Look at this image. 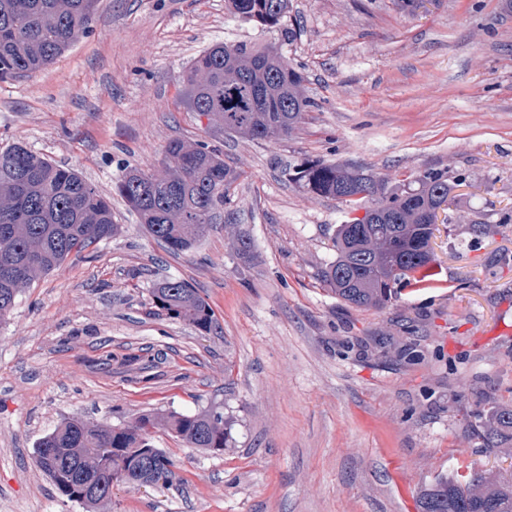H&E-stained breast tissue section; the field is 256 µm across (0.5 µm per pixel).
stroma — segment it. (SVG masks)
I'll return each instance as SVG.
<instances>
[{
  "instance_id": "stroma-1",
  "label": "stroma",
  "mask_w": 512,
  "mask_h": 512,
  "mask_svg": "<svg viewBox=\"0 0 512 512\" xmlns=\"http://www.w3.org/2000/svg\"><path fill=\"white\" fill-rule=\"evenodd\" d=\"M287 24L282 51L315 106L276 142L225 134L185 101L203 52L278 41L224 0H97L54 64L0 82V150L75 170L118 226L0 321V512H83L36 467L38 440L72 416L116 426L160 410L231 418L234 449L156 431L172 485L113 486L108 512H418L438 476L512 478V440L481 439L512 404V0H290ZM175 139L240 173L222 225L179 255L115 188L126 168L161 171ZM304 159L393 186L429 168L465 177L432 239L436 279L380 310L337 298L323 274L347 208L289 182ZM165 277L198 290L211 331L157 310Z\"/></svg>"
}]
</instances>
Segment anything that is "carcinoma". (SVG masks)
I'll use <instances>...</instances> for the list:
<instances>
[{
    "mask_svg": "<svg viewBox=\"0 0 512 512\" xmlns=\"http://www.w3.org/2000/svg\"><path fill=\"white\" fill-rule=\"evenodd\" d=\"M95 0H0V81L14 80L51 64L79 35L90 32ZM234 17L290 38L284 19L288 0H224ZM193 112L208 117L224 133L251 140L290 136L315 106L302 93L304 75L274 46L249 42L214 46L184 75ZM301 190L336 199L362 218L337 226L336 261L325 280L336 296L357 309L383 308L399 284L421 282L434 262L428 248L434 235L432 213L448 200L454 186L448 172L426 170L400 186L360 168L319 160L288 166ZM240 173L204 141L170 142L163 172L131 168L116 190L146 231L173 254L194 250L222 218L224 198ZM118 229L112 203L77 172L22 145L0 151V320L18 293L37 277L60 269L79 254L112 237ZM237 255L249 261V237H234ZM155 307L167 316L211 330L214 313L196 288L184 280L154 284ZM231 421L219 414L150 412L123 426H104L79 417L64 420L34 448L36 466L56 492L99 512L112 501L110 484L137 487L143 473L130 452L150 448L151 432L164 430L194 448H234ZM512 429V405L497 409L494 426L483 432L484 447H500V429ZM173 461L153 454V475L167 485ZM420 512H512V483L473 471L460 478H439L418 497Z\"/></svg>",
    "mask_w": 512,
    "mask_h": 512,
    "instance_id": "1",
    "label": "carcinoma"
}]
</instances>
